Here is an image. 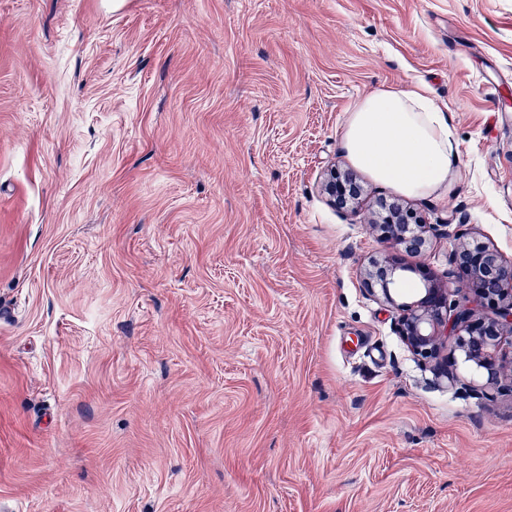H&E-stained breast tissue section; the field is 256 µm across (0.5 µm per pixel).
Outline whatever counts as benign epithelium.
<instances>
[{
  "label": "benign epithelium",
  "instance_id": "benign-epithelium-1",
  "mask_svg": "<svg viewBox=\"0 0 512 512\" xmlns=\"http://www.w3.org/2000/svg\"><path fill=\"white\" fill-rule=\"evenodd\" d=\"M322 191L333 207L345 212L358 200L362 187L353 170L332 165ZM371 227L389 247L413 253L425 251L429 233L436 230L399 199L381 200ZM450 264L455 277L451 287L438 281L425 265L413 268L422 287L408 302L398 303L393 297L407 267L391 255L372 264L366 284L370 292L399 311L397 333L413 355L431 362L451 346L463 362L494 381L504 369L503 339L512 337V261L476 240L452 253ZM478 306L493 309L495 316H479Z\"/></svg>",
  "mask_w": 512,
  "mask_h": 512
}]
</instances>
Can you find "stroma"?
Returning a JSON list of instances; mask_svg holds the SVG:
<instances>
[{"label": "stroma", "instance_id": "1", "mask_svg": "<svg viewBox=\"0 0 512 512\" xmlns=\"http://www.w3.org/2000/svg\"><path fill=\"white\" fill-rule=\"evenodd\" d=\"M424 84L447 223L512 261V0H0V512H512V381L363 270L350 107ZM322 191L334 208L345 212L353 208L361 194L362 187L353 170L341 169L332 165L325 174Z\"/></svg>", "mask_w": 512, "mask_h": 512}]
</instances>
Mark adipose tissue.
Masks as SVG:
<instances>
[{"label": "adipose tissue", "instance_id": "adipose-tissue-1", "mask_svg": "<svg viewBox=\"0 0 512 512\" xmlns=\"http://www.w3.org/2000/svg\"><path fill=\"white\" fill-rule=\"evenodd\" d=\"M343 144L351 162L407 197L432 195L458 159L450 119L423 87H387L348 112Z\"/></svg>", "mask_w": 512, "mask_h": 512}]
</instances>
